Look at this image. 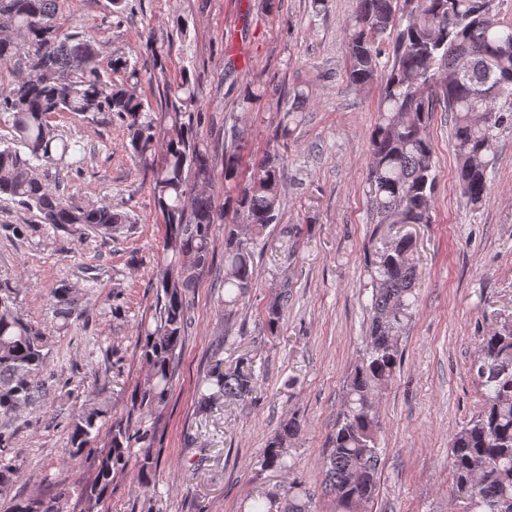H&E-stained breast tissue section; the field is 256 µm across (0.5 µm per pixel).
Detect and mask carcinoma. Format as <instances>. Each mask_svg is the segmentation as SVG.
<instances>
[{"instance_id":"1","label":"carcinoma","mask_w":512,"mask_h":512,"mask_svg":"<svg viewBox=\"0 0 512 512\" xmlns=\"http://www.w3.org/2000/svg\"><path fill=\"white\" fill-rule=\"evenodd\" d=\"M59 0H0V69L12 75L0 94V117L14 132L0 141V196L35 211L41 223L66 233L90 228L110 234L131 216L110 205L76 201L60 178L51 186L37 170L70 154L73 144L57 133L51 119L63 112H111L123 123L129 149L138 161L162 154L152 169L150 192L165 224L163 259L166 273L157 286L153 320L140 325L142 359L148 368L136 395L137 408L149 416L169 401L183 342L192 325L186 293L205 273H214L224 289L221 303L229 316L254 288L256 233L282 219V157L268 149L250 177L243 178L239 133L217 156L201 134L203 104L196 84L184 77L163 87L167 137L159 133L151 109L136 92L139 72L122 54L104 62L97 44L80 32H65L58 22ZM350 65L348 82L355 86L381 81L378 122L371 133L368 194L371 236L379 240L371 269L372 318L362 355L346 383L343 408L322 461L325 491L338 512H361L373 496L381 463L377 392L400 365V337L412 319L416 302L415 242L409 236L384 237L390 224L431 222L436 187L434 147L425 129L432 112L451 114L458 162L457 181L472 204L490 191L494 132L512 121L497 107L512 99V21L495 12L493 0H419L399 13L397 0H356L345 25ZM387 62H381L382 57ZM122 74L115 81L108 73ZM265 93L248 83L240 109L250 111ZM292 104L284 112L275 138L287 143L301 121L309 89L289 91ZM222 165L224 191L232 193L236 221L224 222L205 186ZM224 228V262L214 263L216 230ZM288 281L265 314L270 334L278 333L288 308ZM81 289L62 284L50 290L55 315L84 316ZM49 330L20 312L18 293L0 285V496L9 492L17 473L11 422L20 412L49 394L47 353ZM473 370L486 387L480 410L455 434L448 454L453 477L448 512H512V321L503 320L480 342ZM257 379L241 362L223 369L216 360L202 382L200 404L218 398L246 401ZM107 415L90 402L70 422L71 453L82 454L99 434ZM301 432L291 417L269 442L262 468L286 466V449ZM156 422L112 423L106 454L96 475L82 490L87 512L112 490L114 475L125 470L130 449L139 446L138 483L147 487L161 466L153 452ZM311 494L295 484L288 489L283 512H311ZM13 512H57L44 498L18 500Z\"/></svg>"}]
</instances>
